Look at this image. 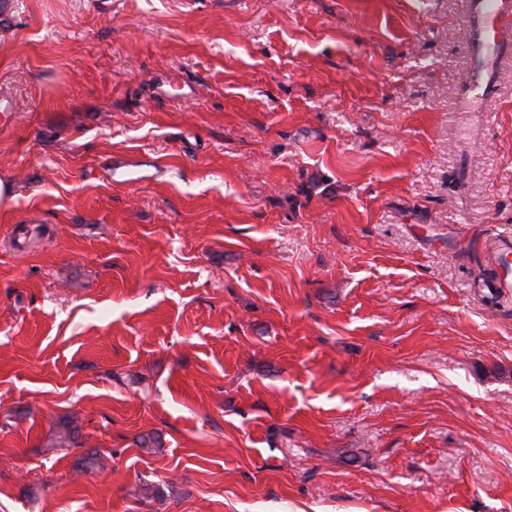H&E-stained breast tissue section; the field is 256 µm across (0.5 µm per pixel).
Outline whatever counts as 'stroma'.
Segmentation results:
<instances>
[{
  "label": "stroma",
  "mask_w": 512,
  "mask_h": 512,
  "mask_svg": "<svg viewBox=\"0 0 512 512\" xmlns=\"http://www.w3.org/2000/svg\"><path fill=\"white\" fill-rule=\"evenodd\" d=\"M473 67L466 0H10L0 512H512Z\"/></svg>",
  "instance_id": "1"
}]
</instances>
